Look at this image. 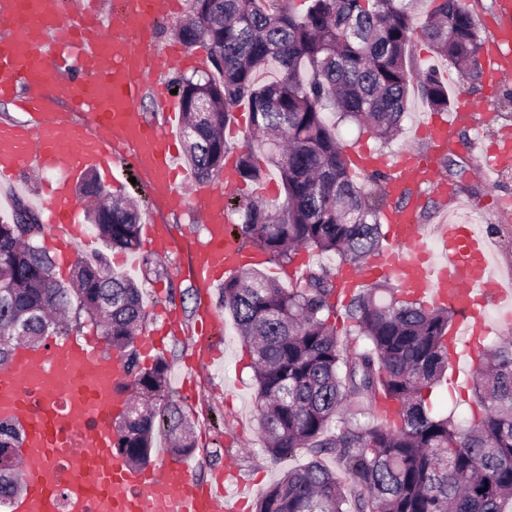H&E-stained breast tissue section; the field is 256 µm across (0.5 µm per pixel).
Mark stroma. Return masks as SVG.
Returning a JSON list of instances; mask_svg holds the SVG:
<instances>
[{
    "mask_svg": "<svg viewBox=\"0 0 512 512\" xmlns=\"http://www.w3.org/2000/svg\"><path fill=\"white\" fill-rule=\"evenodd\" d=\"M448 95L465 102L464 108L454 111L456 125L465 135L451 141L448 155L466 172L459 178L437 166L436 175L447 182L448 193L425 194L419 207V222L425 231L420 246L433 250L436 224L452 220L476 225L488 244L497 276L504 278L512 275V174L484 175L470 143L478 138L489 146L498 141L502 129H512V69L501 71L492 85L460 80ZM486 98L491 99L493 112L488 121L479 108ZM428 112L427 103L415 92L402 121L403 131L396 138L377 139L348 121L337 123L336 132L345 147L362 143L391 156L406 149L424 154L428 144L418 128ZM104 184L133 198L143 223L165 225L175 248L164 252L144 243L134 252L108 251L98 240L90 251L105 252L116 272L140 281L146 311L163 306L175 309L176 329L166 338L164 358L171 397L194 425L193 476L207 484L229 472L232 485L245 489L241 512H254L257 497L286 470L306 463L308 455L300 451L275 462L264 451L251 358L233 320L218 304V289L202 287L195 276L193 258L203 230L194 219V204L188 199L174 203L156 195L147 174L122 162ZM146 256L157 262L160 276L144 277L142 259ZM469 369L466 356L450 358L447 384L426 398L433 414L470 417L475 399L471 387L462 383Z\"/></svg>",
    "mask_w": 512,
    "mask_h": 512,
    "instance_id": "35a3bbf8",
    "label": "stroma"
}]
</instances>
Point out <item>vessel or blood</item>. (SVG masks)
I'll list each match as a JSON object with an SVG mask.
<instances>
[{
  "instance_id": "b4317fda",
  "label": "vessel or blood",
  "mask_w": 512,
  "mask_h": 512,
  "mask_svg": "<svg viewBox=\"0 0 512 512\" xmlns=\"http://www.w3.org/2000/svg\"><path fill=\"white\" fill-rule=\"evenodd\" d=\"M178 0H122L119 25L109 28L95 0H71L73 23L61 20V0H0V99L22 112L0 125V184L27 170L44 174L41 203L50 226L48 244L60 266L90 240L76 220L69 195L72 178L87 165L111 173L112 149L130 150L131 166L148 173L154 189L178 201L175 139L169 128L146 123L133 106L149 72L168 73L196 61L188 50L157 51L155 25L175 18ZM487 78L512 66V27L501 26L484 53ZM64 90L69 112L54 105ZM84 113L83 122L70 112ZM434 146L453 134L452 122L429 119L421 127ZM491 173L512 164V136L495 150H480ZM350 170L388 172L387 192L397 197L406 181H431L430 158L408 151L389 159L364 147L344 154ZM238 184L234 162L224 168V186H196L192 199L204 219L196 249L198 281L212 285L221 271L236 272L259 256L240 249L226 223L225 194ZM386 222L392 249L356 264L341 265L338 286L351 293L370 280L394 277L404 290L436 307L452 303L463 314L453 344L473 349L481 335L483 299L494 294L512 303V284L495 275L485 240L454 222L438 225L435 253L410 250L420 236L412 210L394 208ZM128 380L119 356L104 357L98 336L86 334L37 351L16 345L0 368V420L23 431L20 476L26 492L13 512H227L223 484L200 489L186 461L161 462L155 470L130 468L115 446L112 421L125 409L121 387Z\"/></svg>"
}]
</instances>
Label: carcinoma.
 I'll use <instances>...</instances> for the list:
<instances>
[{"mask_svg": "<svg viewBox=\"0 0 512 512\" xmlns=\"http://www.w3.org/2000/svg\"><path fill=\"white\" fill-rule=\"evenodd\" d=\"M188 21L173 28L187 46L206 42L209 67L175 82L182 101L185 157L201 182L219 174L227 145L224 126L246 103L250 139L238 156L243 181L264 170V149L285 193L280 206L233 201L240 247L278 264L301 248L333 252L356 263L380 252L386 193L365 190L346 168L327 113L351 120L375 137L399 135L411 91L434 112L452 109L448 83L413 62L420 37L460 76L482 82L481 27L462 0H437L414 25L409 0H193ZM276 68L277 78L257 81ZM79 193L94 199L87 220L106 248L135 251L142 213L89 176ZM40 216L17 200L0 220V365L12 346L37 347L46 336H69L88 321L101 328L130 377L127 412L116 425L127 462H151L155 426L171 437L170 451H195L191 425L171 398L168 365L140 361L136 337L146 311L138 284L115 272L102 254L80 257L64 282L38 245ZM372 285L346 305L349 334L342 346L335 322V271H311L291 288L262 270L224 279L220 306L237 325L255 370L260 430L274 461L303 450L307 463L289 469L262 492L256 512H512V342L485 349L474 372L480 413L459 422L435 416L422 393L448 370L455 305L428 307ZM397 406L384 424L380 401ZM23 433L0 420V453ZM336 460L329 469L322 457ZM21 486L17 465L0 467V504Z\"/></svg>", "mask_w": 512, "mask_h": 512, "instance_id": "cac0c4a2", "label": "carcinoma"}]
</instances>
